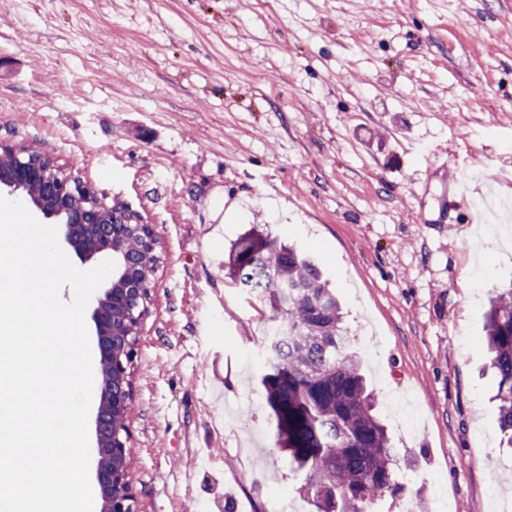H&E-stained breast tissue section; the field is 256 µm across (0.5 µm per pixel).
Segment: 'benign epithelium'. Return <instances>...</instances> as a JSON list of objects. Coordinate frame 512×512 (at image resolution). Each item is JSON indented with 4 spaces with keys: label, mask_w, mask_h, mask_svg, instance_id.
I'll return each mask as SVG.
<instances>
[{
    "label": "benign epithelium",
    "mask_w": 512,
    "mask_h": 512,
    "mask_svg": "<svg viewBox=\"0 0 512 512\" xmlns=\"http://www.w3.org/2000/svg\"><path fill=\"white\" fill-rule=\"evenodd\" d=\"M16 194L61 228L65 242L76 255L89 260L109 255L115 262L109 286L97 299L92 319L101 373L100 402L95 419V478L102 499L101 512H134L131 482V431L129 414L133 398L132 365L139 338L118 330V322L133 315L142 323L151 301L153 280L144 276L146 260L161 263L159 237L152 224L130 207L105 201L100 190L58 165L16 154L14 167L0 173V190ZM137 236L144 249L135 256L119 243Z\"/></svg>",
    "instance_id": "7a95c632"
}]
</instances>
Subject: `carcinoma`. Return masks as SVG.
<instances>
[{"label": "carcinoma", "mask_w": 512, "mask_h": 512, "mask_svg": "<svg viewBox=\"0 0 512 512\" xmlns=\"http://www.w3.org/2000/svg\"><path fill=\"white\" fill-rule=\"evenodd\" d=\"M229 270L239 287L261 294L273 309L262 384L277 444L304 474L301 490L317 503L326 500L333 512H375L383 497L403 486L374 413V393L319 268L296 248L252 232L234 244ZM485 332L499 378V429L512 447V286L490 301Z\"/></svg>", "instance_id": "obj_1"}]
</instances>
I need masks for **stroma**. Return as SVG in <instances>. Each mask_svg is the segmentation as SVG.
Returning <instances> with one entry per match:
<instances>
[{
    "label": "stroma",
    "instance_id": "obj_1",
    "mask_svg": "<svg viewBox=\"0 0 512 512\" xmlns=\"http://www.w3.org/2000/svg\"><path fill=\"white\" fill-rule=\"evenodd\" d=\"M0 139L159 235L136 512H317L261 384L272 311L226 268L254 227L341 303L404 486L380 512H512L482 341L512 284V0H0Z\"/></svg>",
    "mask_w": 512,
    "mask_h": 512
}]
</instances>
